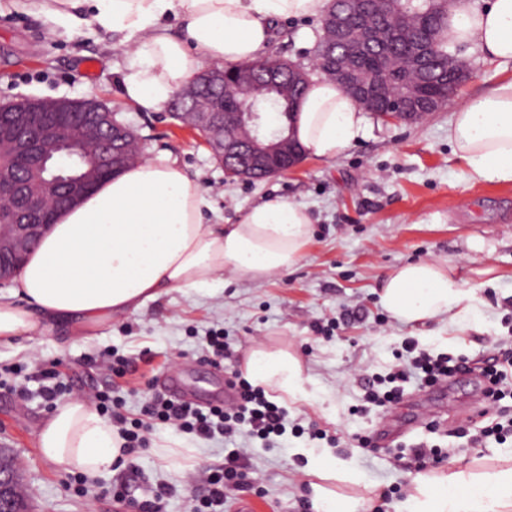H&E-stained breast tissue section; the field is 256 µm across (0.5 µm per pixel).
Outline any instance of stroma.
Wrapping results in <instances>:
<instances>
[{
    "label": "stroma",
    "instance_id": "obj_1",
    "mask_svg": "<svg viewBox=\"0 0 512 512\" xmlns=\"http://www.w3.org/2000/svg\"><path fill=\"white\" fill-rule=\"evenodd\" d=\"M44 18L0 0V105L20 97H95L148 142L150 157L176 159L208 190L210 224L232 223L263 201L284 199L307 206L313 236L292 270L260 280L225 276L221 288L172 290L138 312L113 317L108 327L83 340L61 327L43 339L0 344V373L20 369L25 387L18 397L0 389V448L9 449L25 488L26 512H117L102 487L130 486L138 499L158 485L171 488L163 512H187L196 487L189 472L223 464L234 450L247 451L253 512H311L304 469L307 453L329 451L351 462L360 483L330 482L347 496L376 497L390 490L383 512L411 490L415 448L431 447L426 470L489 472L504 466V448L488 441L472 445L475 428L442 412L475 397L470 377L432 387L411 379L400 403L376 407L365 398V382L385 378L405 337L420 339L431 354L477 360L493 354L497 340L512 337V184L470 179L448 145L453 106L412 125L383 123L367 114L368 132L333 160L305 158L300 167L261 181L228 178L200 136L183 131L166 110L136 109L119 94L115 63L123 56L120 36L53 34ZM320 20L277 22L268 55L311 66ZM471 76L457 99L489 91L512 77V61H492L470 51ZM435 259L478 288L479 323L465 322L436 336L438 323L405 324L379 303L381 285L395 267ZM222 332L224 353L203 343ZM263 342L299 356L303 375L317 387L312 404L289 406V427L276 443L260 438L198 439L191 469L159 460L151 447L136 449L131 467H113L86 480V494L64 487L66 472L43 459L38 433L51 406L42 397L52 362L83 394L110 386L101 366L105 355L128 358L119 377L128 418L157 396L155 379L171 366L186 375L187 401L206 406L224 394L225 378L242 370L249 348Z\"/></svg>",
    "mask_w": 512,
    "mask_h": 512
}]
</instances>
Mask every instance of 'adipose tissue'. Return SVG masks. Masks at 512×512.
I'll list each match as a JSON object with an SVG mask.
<instances>
[{
	"label": "adipose tissue",
	"mask_w": 512,
	"mask_h": 512,
	"mask_svg": "<svg viewBox=\"0 0 512 512\" xmlns=\"http://www.w3.org/2000/svg\"><path fill=\"white\" fill-rule=\"evenodd\" d=\"M329 0H29L27 8L63 28L122 35L117 72L122 98L146 110L163 107L208 65L257 59L275 24L323 15ZM452 44L512 60V0H452ZM362 110L334 81L312 79L288 132L306 155L332 160L366 133ZM448 143L470 177L512 183V78L471 97L448 123ZM208 192L165 157L147 158L57 213L18 276L17 300H0V341L43 336L56 327L98 329L113 316L139 311L163 292L204 290L225 276L257 280L295 267L312 238L305 205L272 200L223 227L205 223ZM380 303L394 318L422 323L474 315L475 289L432 260L393 269ZM245 378L280 404L308 402L315 389L300 359L259 343ZM123 441L87 401L75 397L44 421L38 446L45 460L87 477L123 460ZM316 476L313 512H364L366 501L323 487L356 481L349 466L324 454L310 458ZM396 512H512V466L415 478Z\"/></svg>",
	"instance_id": "obj_1"
}]
</instances>
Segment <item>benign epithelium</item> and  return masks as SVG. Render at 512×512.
Returning <instances> with one entry per match:
<instances>
[{
	"label": "benign epithelium",
	"mask_w": 512,
	"mask_h": 512,
	"mask_svg": "<svg viewBox=\"0 0 512 512\" xmlns=\"http://www.w3.org/2000/svg\"><path fill=\"white\" fill-rule=\"evenodd\" d=\"M323 26L336 31L335 45L327 56L336 64V83L358 107L374 113L386 123L414 124L438 111L439 106L423 98L418 88L404 90L388 83L371 84L363 72L365 49L387 37L378 23L359 17L360 0H336ZM214 89L222 98H232L236 107L220 112H201L199 85ZM284 95L279 69L261 61L239 65L232 79L224 68L206 66L191 84L173 95L170 105L180 111H197L201 125L212 129V152L220 154L224 172L250 180L257 176L287 173L302 160L296 141L268 126L263 107L256 104L253 87ZM134 129L114 119V113L94 100L69 98H21L0 108V156L20 153L38 172L62 165L72 153L85 150L86 166L79 172L42 186L0 165V284L16 276L33 248L53 223V215L78 202L109 173L139 161L127 149ZM0 512H18L15 476L0 468Z\"/></svg>",
	"instance_id": "benign-epithelium-1"
}]
</instances>
